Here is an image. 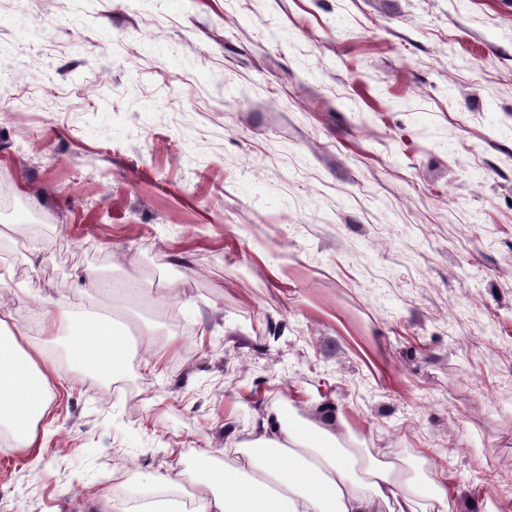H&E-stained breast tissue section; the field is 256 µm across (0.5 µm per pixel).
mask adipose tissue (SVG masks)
Wrapping results in <instances>:
<instances>
[{
    "mask_svg": "<svg viewBox=\"0 0 512 512\" xmlns=\"http://www.w3.org/2000/svg\"><path fill=\"white\" fill-rule=\"evenodd\" d=\"M46 327H69L80 342L76 360H91L102 375H117L131 351L111 321L85 317L71 303L42 307ZM23 329L0 342V423L12 431L20 451L34 448L35 423L49 408L48 385L58 376L56 363L43 350H27ZM209 495L194 512H417L411 494L402 492L393 468L369 462L363 480L354 477L352 458L332 445L304 446L298 430L280 418L262 420L252 448L233 465H220L215 450L195 461Z\"/></svg>",
    "mask_w": 512,
    "mask_h": 512,
    "instance_id": "1",
    "label": "adipose tissue"
}]
</instances>
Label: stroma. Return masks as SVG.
Masks as SVG:
<instances>
[{"instance_id": "1", "label": "stroma", "mask_w": 512, "mask_h": 512, "mask_svg": "<svg viewBox=\"0 0 512 512\" xmlns=\"http://www.w3.org/2000/svg\"><path fill=\"white\" fill-rule=\"evenodd\" d=\"M0 48V326L61 374L0 512L170 500L276 412L512 512V0H0ZM45 326H67L80 339L72 350L75 360H92L100 375H117L129 362L131 350L124 334L106 319H88L71 303L51 301L42 306Z\"/></svg>"}]
</instances>
